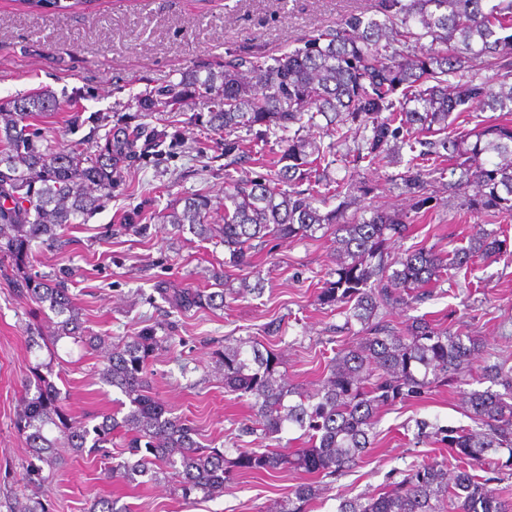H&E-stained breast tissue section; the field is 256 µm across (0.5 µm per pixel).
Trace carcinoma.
Returning <instances> with one entry per match:
<instances>
[{
    "label": "carcinoma",
    "mask_w": 512,
    "mask_h": 512,
    "mask_svg": "<svg viewBox=\"0 0 512 512\" xmlns=\"http://www.w3.org/2000/svg\"><path fill=\"white\" fill-rule=\"evenodd\" d=\"M23 2L60 11L92 0ZM475 56L487 58L495 82L465 75ZM195 96L205 100L211 130L224 135V156L259 172L226 183L221 215L208 196L191 194L176 199L160 218L201 240L218 234L229 254L224 267L241 275L216 274L219 289L212 291L158 281L154 292L177 313L222 310L238 299L259 298L265 284L253 258L267 242L329 234L336 243L333 280L317 298L361 325L357 341L336 353L319 387L307 394L288 383L279 356L260 351L252 337L224 340L211 352L224 389L250 401L245 432L258 431L270 444L236 448L232 457L202 446L194 430L149 391V360L171 347L168 325L118 338L94 334L63 282L51 284L27 271L33 241L54 240L94 211L112 193L117 172L164 145L170 134L117 122L97 153L87 155L52 147L33 129L37 118L62 110L53 92L1 102L0 278L40 313L53 314L51 334L43 335L39 324L30 327L28 344L53 348L68 338L100 354L102 381L128 399L97 424L77 421L64 408L50 364L32 366L15 422L31 455L23 480L38 487L52 479L66 464L61 448L106 457L119 435L128 457L111 462L107 477L114 481L140 485L163 474L189 500L224 492V481L237 473L292 470L299 481L275 501L274 512H308L319 492L317 477L342 474L364 461L375 444L381 408L461 383L482 348L477 337L460 336L425 315L399 327L388 315L416 308L430 296L427 286L500 250L497 232L477 224L468 246L446 255L421 247L396 256L392 244L436 208L426 186L447 170L459 173L460 184L473 182L465 197L470 212L512 216V122L483 119L468 130L455 125L474 109L512 114V0H377L374 14H351L279 56L229 51L221 71L202 79L190 70L176 85L131 97L129 107L178 112ZM318 117L334 127L336 140L326 144L300 134L317 125ZM242 130L254 139L239 136ZM277 131L280 155L255 150V141ZM343 145L355 168L382 167L397 152L413 216L367 206L364 214L345 217L352 187L330 176ZM338 198L340 206L323 210ZM478 382L488 387L464 394L475 427L434 432L459 463L456 471L448 472L443 460L414 464L378 494L340 497L337 512H512L511 500L467 470L496 448L508 449L509 456L494 465L512 467V369L490 364ZM287 427L301 431L305 443L291 453L272 446ZM14 510L51 512V506L34 496Z\"/></svg>",
    "instance_id": "1"
}]
</instances>
